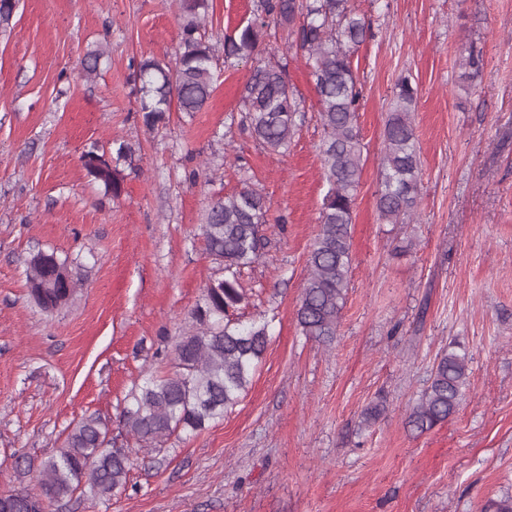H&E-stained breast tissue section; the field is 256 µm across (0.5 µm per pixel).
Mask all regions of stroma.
I'll return each instance as SVG.
<instances>
[{"label": "stroma", "mask_w": 512, "mask_h": 512, "mask_svg": "<svg viewBox=\"0 0 512 512\" xmlns=\"http://www.w3.org/2000/svg\"><path fill=\"white\" fill-rule=\"evenodd\" d=\"M215 50L253 0H211ZM369 26L353 57L362 87V173L351 269L335 341L304 336L296 312L326 188L324 134L304 59L285 56L306 120L286 152L240 124L253 61L217 71L198 112L146 124L135 65L174 63L178 0H19L0 31V492L37 487L71 425L97 415L133 468L122 494L76 512H485L512 495V0H351ZM483 56L469 79L468 46ZM104 54L85 76L87 51ZM417 89L415 213L376 208L395 85ZM99 142L121 182L106 195L82 156ZM132 149L117 155L119 144ZM250 186L270 202L263 258L244 269L237 315L271 321L240 402L194 436L142 447L120 421L134 381L169 371L207 284L223 277L200 226L211 201ZM79 258L80 284L48 315L26 288L32 253ZM468 354L459 412L405 424L449 343ZM385 400L371 426L365 407Z\"/></svg>", "instance_id": "1"}]
</instances>
